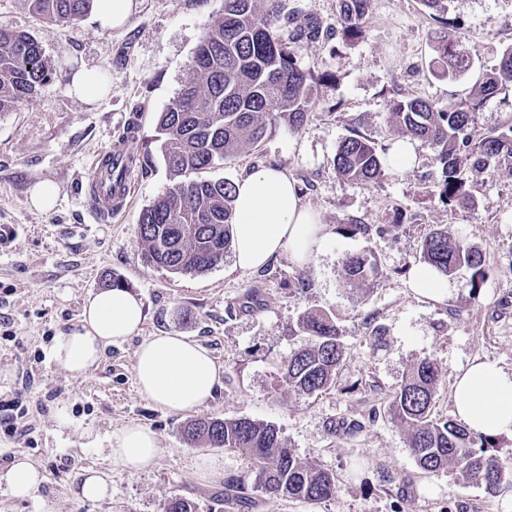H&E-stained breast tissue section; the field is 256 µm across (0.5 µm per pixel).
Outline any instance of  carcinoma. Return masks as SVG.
Wrapping results in <instances>:
<instances>
[{
    "mask_svg": "<svg viewBox=\"0 0 512 512\" xmlns=\"http://www.w3.org/2000/svg\"><path fill=\"white\" fill-rule=\"evenodd\" d=\"M36 14L70 24L92 11L95 0H27ZM429 16L441 24L434 46L433 66L454 80L473 62L458 35L459 25L448 21V0H421ZM224 0V14L209 24L194 54V75L178 96L159 113L156 129L159 150L173 184L145 208L138 225L143 258L172 274L199 273L224 260L232 243L234 184L204 173L224 160L255 151L269 128L283 121L294 130L308 120L312 76L301 69L294 50L279 34V0ZM368 0H341L336 33L353 40L362 33ZM53 72L39 43L28 33L0 27V112L34 101ZM512 90V46L502 49L497 64L464 99L439 106L419 97H405L391 105L397 132L430 146L441 166V195L460 208L471 198L461 175V152L473 165L497 167L512 159V120L473 144L468 130L484 104ZM335 166L348 180L371 182L383 168L378 148L354 134L338 146ZM423 263L444 276L465 267L468 287L477 292L485 281L486 260L475 247L435 230L421 246ZM345 279L354 284L380 275L371 255H351L343 261ZM295 335L307 341L291 352L281 382L299 395L313 396L336 385L345 347L333 314L306 311ZM440 372L431 360L416 363L394 390L387 407L391 422L405 428L408 447L425 473L452 468L487 491L512 481L502 449L493 438L474 434L435 413ZM186 443L224 448L247 455L253 464V489L279 501L320 504L336 496V477L304 461L285 447L279 429L247 417L200 418L183 430ZM224 507L250 502L245 480L224 479Z\"/></svg>",
    "mask_w": 512,
    "mask_h": 512,
    "instance_id": "1",
    "label": "carcinoma"
}]
</instances>
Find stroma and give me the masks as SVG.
I'll return each mask as SVG.
<instances>
[{
  "mask_svg": "<svg viewBox=\"0 0 512 512\" xmlns=\"http://www.w3.org/2000/svg\"><path fill=\"white\" fill-rule=\"evenodd\" d=\"M339 6L340 0H281L282 13L324 32L294 46L299 65L315 77L309 120L298 131L276 125L258 151L228 159L215 172L233 181L261 164L288 169L327 227L324 250L306 267L284 253L244 272L233 269L228 253L208 271L174 275L146 264L138 240L142 210L170 185L156 120L192 76L195 49L224 0H139L129 22L113 30L101 29L92 12L59 25L34 14L27 0H0V26L30 33L54 71L34 102L0 113V227L9 232L0 241V401L22 392L31 426L25 443L0 430V470L23 454L44 477L31 498L0 492V512H165L175 496L193 500L196 512H220L214 493L225 477L250 479L251 462L233 450L187 445L182 430L192 416L274 424L295 455L336 477L335 498L321 504L263 498L238 512H512V483L489 493L456 471L422 473L404 429L386 412L403 376L425 358L441 370L436 412L448 419L462 366L479 360L512 371V162L464 167L473 200L465 209L440 197V166L424 143H417L411 168L384 167L369 183L346 180L334 164L352 132L382 148L397 140L393 100L417 96L444 105L467 97L512 42V0H450L448 16L458 21L474 61L452 82L430 66L437 24L420 0H370L362 34L353 40L334 33ZM82 67L108 82L107 94L91 103L67 91ZM132 113L139 129L132 192L111 214L90 201L86 178ZM38 182L58 189L51 211L29 203ZM350 224L374 231L352 235ZM437 229L484 255L479 295H471L466 271L449 277L443 304L408 288L409 269L422 262L421 243ZM356 254L374 255L381 275L348 284L342 261ZM109 279L142 300V329L109 347L88 376L71 378L54 361L52 346ZM308 309L335 313L346 350L335 387L315 396L277 386L298 344L297 318ZM376 327L386 339L378 350L369 342ZM160 332L198 340L224 368L221 387L195 414L162 411L138 390L134 353L141 338ZM62 414L69 428L59 426ZM129 423L158 437L161 451L150 471L128 473L108 456L107 437ZM212 456L223 463L222 478L203 472ZM89 468L108 476L109 499L76 496V476Z\"/></svg>",
  "mask_w": 512,
  "mask_h": 512,
  "instance_id": "stroma-1",
  "label": "stroma"
}]
</instances>
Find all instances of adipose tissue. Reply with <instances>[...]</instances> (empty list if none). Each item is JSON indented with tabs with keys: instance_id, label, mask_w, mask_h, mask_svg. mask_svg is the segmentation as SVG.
<instances>
[{
	"instance_id": "1",
	"label": "adipose tissue",
	"mask_w": 512,
	"mask_h": 512,
	"mask_svg": "<svg viewBox=\"0 0 512 512\" xmlns=\"http://www.w3.org/2000/svg\"><path fill=\"white\" fill-rule=\"evenodd\" d=\"M233 266L250 271L279 254L306 265L324 249L328 233L318 214L301 199L286 169L261 165L235 183ZM141 300L124 288L90 295L79 322L62 334L52 355L72 378L85 377L101 362L107 347L139 334ZM136 383L157 408L188 413L206 404L221 383L222 368L197 341L168 332L144 338L133 363ZM454 414L470 431L512 437V372L475 361L454 383ZM109 455L130 473L150 470L159 455V441L149 428L129 424L111 433ZM43 476L26 457H16L0 472V484L17 499L28 498Z\"/></svg>"
}]
</instances>
